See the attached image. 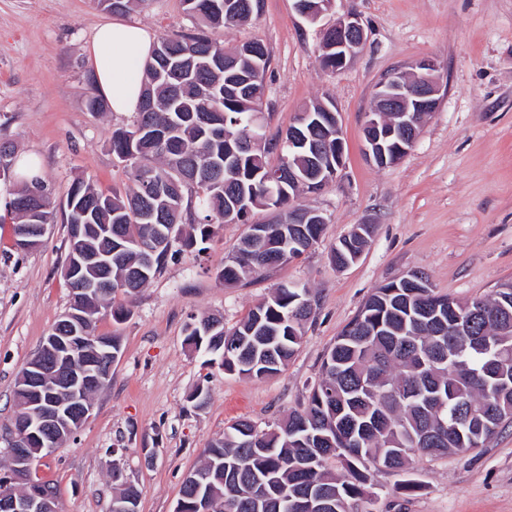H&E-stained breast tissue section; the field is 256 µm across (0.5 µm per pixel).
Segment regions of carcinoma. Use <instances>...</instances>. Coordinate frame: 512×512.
Segmentation results:
<instances>
[{
	"label": "carcinoma",
	"mask_w": 512,
	"mask_h": 512,
	"mask_svg": "<svg viewBox=\"0 0 512 512\" xmlns=\"http://www.w3.org/2000/svg\"><path fill=\"white\" fill-rule=\"evenodd\" d=\"M197 26L161 39L143 68L138 112L112 131V153L130 168L131 185L104 190L75 182L66 199L67 223L83 225L69 238L77 248L112 254V287L81 300L86 328L101 347L120 353L116 335L95 333L97 314H130L114 306L161 273L168 257L206 239L218 224L249 225L220 277L231 285L299 257L324 225L305 212L300 192L316 193L336 164V129L329 112L267 138L259 106L269 55L259 41L224 47L216 33L247 22L256 0H183ZM34 185L41 186L37 180ZM16 183L8 207L27 235L14 246L42 241L38 227L53 221L48 194L29 197ZM194 199H185L186 191ZM257 210L268 219L253 224ZM331 246L332 260L354 263L373 225ZM173 249H155L168 234ZM313 314L308 288L280 285L232 328L208 315L185 325L184 342L226 373L263 379L281 372L300 346ZM216 322L214 335L206 324ZM512 423V283L487 299L460 303L437 294L422 271H408L378 288L324 355L306 403L268 429L238 419L205 450L208 490L180 488L176 512H311L308 496L351 512L371 488V471L408 472L412 455L446 456L483 448ZM340 461L345 474L327 467Z\"/></svg>",
	"instance_id": "obj_1"
}]
</instances>
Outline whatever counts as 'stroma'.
<instances>
[{"mask_svg": "<svg viewBox=\"0 0 512 512\" xmlns=\"http://www.w3.org/2000/svg\"><path fill=\"white\" fill-rule=\"evenodd\" d=\"M332 11L356 14L367 32L364 47L335 73L321 66L319 25L300 16L294 0H264L258 15L223 38L228 46L257 40L268 51L267 137L284 134L311 101L331 99L339 112L343 169L300 198L329 219L321 241L227 286L217 273L249 227L223 224L202 246L168 258L138 293L117 295L126 319L101 311L98 333L121 342L111 379L95 394L89 419L33 473L55 488L60 512H110L126 485L138 492L139 512H174L184 476L209 443L238 419L264 428L297 409L363 302L407 271L425 272L436 292L459 302L512 281V0H334ZM112 17L101 0H0V141L39 160L54 206L41 244L15 249L14 216L5 208L14 186L0 183V465L11 444L16 378L68 305L70 186L78 178L104 189L130 183L109 141L132 115L86 109L98 88L85 48ZM122 19L158 38L191 28L182 0H143ZM420 58L440 63L446 93L408 154L377 167L363 135L374 87ZM358 224L373 225L372 239L354 264L336 269L330 247ZM287 283L310 288L315 311L281 373L229 375L185 345L190 317L215 314L233 327ZM199 387L209 400L197 409L190 396ZM412 467L419 488L409 495L399 492L397 475L373 472V512H512V427L486 448L418 456Z\"/></svg>", "mask_w": 512, "mask_h": 512, "instance_id": "35a3bbf8", "label": "stroma"}]
</instances>
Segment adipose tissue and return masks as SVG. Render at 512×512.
Here are the masks:
<instances>
[{"mask_svg": "<svg viewBox=\"0 0 512 512\" xmlns=\"http://www.w3.org/2000/svg\"><path fill=\"white\" fill-rule=\"evenodd\" d=\"M152 46V32L140 25L112 21L96 29L86 52L96 84L112 111H137L143 82L142 63Z\"/></svg>", "mask_w": 512, "mask_h": 512, "instance_id": "adipose-tissue-1", "label": "adipose tissue"}]
</instances>
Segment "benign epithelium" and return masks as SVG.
I'll use <instances>...</instances> for the list:
<instances>
[{
    "mask_svg": "<svg viewBox=\"0 0 512 512\" xmlns=\"http://www.w3.org/2000/svg\"><path fill=\"white\" fill-rule=\"evenodd\" d=\"M296 9L315 23L324 10L298 0ZM326 31L335 40L326 51L335 52L336 70L346 67L367 41L360 19L351 13L336 17ZM443 84L439 66L428 58L397 69L375 87L377 106L366 113L364 135L369 160L384 168L397 164L413 147L423 118L436 111L442 99ZM397 136L404 141L393 154H386L381 138ZM112 352L98 353L87 349L82 330L71 328L67 336L46 337L40 351L19 376L31 395L25 416L13 418L10 431V466L5 482L0 484V512H57L54 490L32 478L31 462L35 450L53 451L62 445L63 432L82 425L93 410L89 388H98L103 377L111 373ZM50 391L56 401L41 404L42 393Z\"/></svg>",
    "mask_w": 512,
    "mask_h": 512,
    "instance_id": "benign-epithelium-1",
    "label": "benign epithelium"
}]
</instances>
